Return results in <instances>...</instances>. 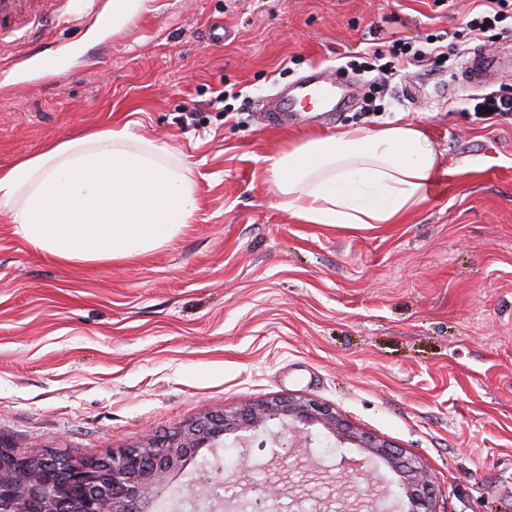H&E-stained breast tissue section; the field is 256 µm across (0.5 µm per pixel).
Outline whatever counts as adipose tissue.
<instances>
[{
    "instance_id": "adipose-tissue-1",
    "label": "adipose tissue",
    "mask_w": 512,
    "mask_h": 512,
    "mask_svg": "<svg viewBox=\"0 0 512 512\" xmlns=\"http://www.w3.org/2000/svg\"><path fill=\"white\" fill-rule=\"evenodd\" d=\"M281 209L309 224H397L449 169L413 123L313 136L263 160ZM180 156L128 125L84 131L0 167V211L34 250L76 264L129 259L192 223Z\"/></svg>"
}]
</instances>
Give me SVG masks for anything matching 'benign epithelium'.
Listing matches in <instances>:
<instances>
[{"label": "benign epithelium", "mask_w": 512, "mask_h": 512, "mask_svg": "<svg viewBox=\"0 0 512 512\" xmlns=\"http://www.w3.org/2000/svg\"><path fill=\"white\" fill-rule=\"evenodd\" d=\"M269 437L277 448L274 459L283 468L298 464L300 449L317 443L325 448H359L368 458L386 464L397 476L390 490L405 512H436V491L428 472L415 457L351 426L332 408L315 400L291 397L272 399L227 413L216 410L177 427L163 437H148L138 444L85 459L59 457L47 452L22 457L0 450V512H146L166 490L168 477L181 470L201 448H241L240 432ZM56 466L61 486L50 488L47 467ZM340 469L336 496L313 498L315 512L332 502L342 512L352 501L369 512H378L377 501L359 489L360 480L371 475L352 466L345 454L336 464ZM282 492L268 484L251 485L236 507L241 512H274ZM236 500V495L219 493L207 472L198 473L190 491L191 503L215 504Z\"/></svg>", "instance_id": "benign-epithelium-1"}]
</instances>
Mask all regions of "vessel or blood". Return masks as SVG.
I'll return each mask as SVG.
<instances>
[{
	"mask_svg": "<svg viewBox=\"0 0 512 512\" xmlns=\"http://www.w3.org/2000/svg\"><path fill=\"white\" fill-rule=\"evenodd\" d=\"M54 0H0V26L29 18L52 15ZM512 66V60L482 51H474L461 68L458 80L471 88H484L501 72ZM350 101L347 85L314 70L290 91L283 92L277 103L266 113V120H276L281 112H300L306 104H313L323 112L341 111Z\"/></svg>",
	"mask_w": 512,
	"mask_h": 512,
	"instance_id": "vessel-or-blood-1",
	"label": "vessel or blood"
}]
</instances>
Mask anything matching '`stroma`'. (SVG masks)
<instances>
[{"mask_svg":"<svg viewBox=\"0 0 512 512\" xmlns=\"http://www.w3.org/2000/svg\"><path fill=\"white\" fill-rule=\"evenodd\" d=\"M475 0H58L45 32L0 39V167L88 128L131 132L183 157L193 223L102 265L31 248L0 213V445L99 457L215 410L314 399L418 457L437 512H512V122L482 121L475 91L445 89L476 49ZM224 29V41L212 37ZM449 32L452 71L392 77L363 112V48ZM314 69L354 80L350 107L268 127L260 112ZM418 94L407 97V86ZM421 124L450 174L400 224H308L278 205L265 156L315 135ZM203 448L199 471L241 490L330 493L271 463Z\"/></svg>","mask_w":512,"mask_h":512,"instance_id":"35a3bbf8","label":"stroma"}]
</instances>
